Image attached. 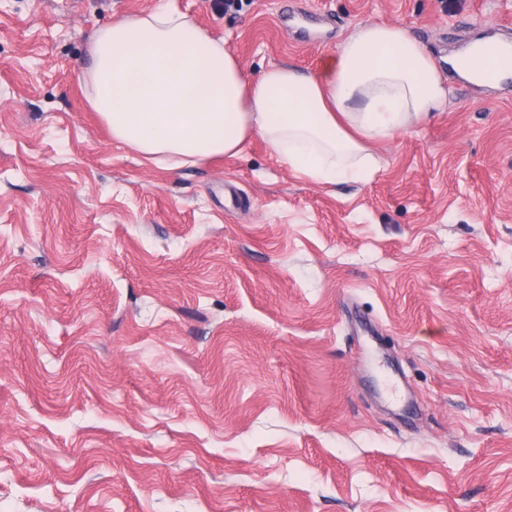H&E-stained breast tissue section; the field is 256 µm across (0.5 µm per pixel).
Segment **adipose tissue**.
<instances>
[{
    "instance_id": "1",
    "label": "adipose tissue",
    "mask_w": 512,
    "mask_h": 512,
    "mask_svg": "<svg viewBox=\"0 0 512 512\" xmlns=\"http://www.w3.org/2000/svg\"><path fill=\"white\" fill-rule=\"evenodd\" d=\"M83 78L88 102L124 144L169 169L234 157L253 137L319 184L380 170L373 143L411 132L448 103V85L401 26L359 25L314 74L251 78L186 14L165 6L100 28Z\"/></svg>"
}]
</instances>
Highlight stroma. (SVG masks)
Listing matches in <instances>:
<instances>
[{
    "mask_svg": "<svg viewBox=\"0 0 512 512\" xmlns=\"http://www.w3.org/2000/svg\"><path fill=\"white\" fill-rule=\"evenodd\" d=\"M171 4L251 76L402 26L448 105L319 185L252 138L170 170L81 79ZM512 0H0V512H512ZM453 65L462 77L477 84L486 82L481 74L487 70L488 65L482 57L469 52L466 56L456 59Z\"/></svg>",
    "mask_w": 512,
    "mask_h": 512,
    "instance_id": "obj_1",
    "label": "stroma"
}]
</instances>
